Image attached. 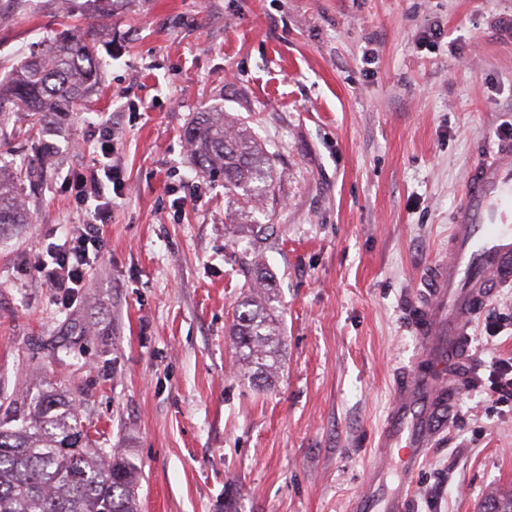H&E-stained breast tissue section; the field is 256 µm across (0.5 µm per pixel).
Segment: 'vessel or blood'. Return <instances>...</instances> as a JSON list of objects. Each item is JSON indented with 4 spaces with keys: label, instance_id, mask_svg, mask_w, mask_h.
<instances>
[{
    "label": "vessel or blood",
    "instance_id": "1",
    "mask_svg": "<svg viewBox=\"0 0 512 512\" xmlns=\"http://www.w3.org/2000/svg\"><path fill=\"white\" fill-rule=\"evenodd\" d=\"M512 288V139L501 138L468 168L448 247L409 294L407 315L421 362L397 375L377 448L350 512H408L412 480L447 428L464 383L474 319L493 293Z\"/></svg>",
    "mask_w": 512,
    "mask_h": 512
}]
</instances>
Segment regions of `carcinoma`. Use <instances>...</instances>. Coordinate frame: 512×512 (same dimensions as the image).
Instances as JSON below:
<instances>
[{
	"mask_svg": "<svg viewBox=\"0 0 512 512\" xmlns=\"http://www.w3.org/2000/svg\"><path fill=\"white\" fill-rule=\"evenodd\" d=\"M95 46L71 34L48 45L0 87V131L20 113L30 129L79 112L98 79ZM199 172L246 198L268 191L270 157L260 141L222 112H202L184 131ZM23 169L0 172V227L31 224L21 196ZM231 336L241 371L269 382L279 367L281 333L267 279L260 277L233 309ZM140 468L112 448H98L74 402L47 394L0 415V512H139ZM480 512H512V494H490Z\"/></svg>",
	"mask_w": 512,
	"mask_h": 512,
	"instance_id": "obj_1",
	"label": "carcinoma"
}]
</instances>
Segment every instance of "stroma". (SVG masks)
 Segmentation results:
<instances>
[{
  "label": "stroma",
  "mask_w": 512,
  "mask_h": 512,
  "mask_svg": "<svg viewBox=\"0 0 512 512\" xmlns=\"http://www.w3.org/2000/svg\"><path fill=\"white\" fill-rule=\"evenodd\" d=\"M0 0V82L60 32H91L101 77L44 140L0 137L35 177V223L0 232V403L54 385L140 467V512H347L418 355L404 298L448 246L466 168L512 136V0ZM243 119L272 160L256 200L201 175L184 130ZM127 184L69 306L30 262L84 215L64 177L104 133ZM257 257L284 340L270 386L229 335ZM471 331L469 383L412 485L411 512H477L512 491V403L485 392L512 356V289Z\"/></svg>",
  "instance_id": "35a3bbf8"
}]
</instances>
